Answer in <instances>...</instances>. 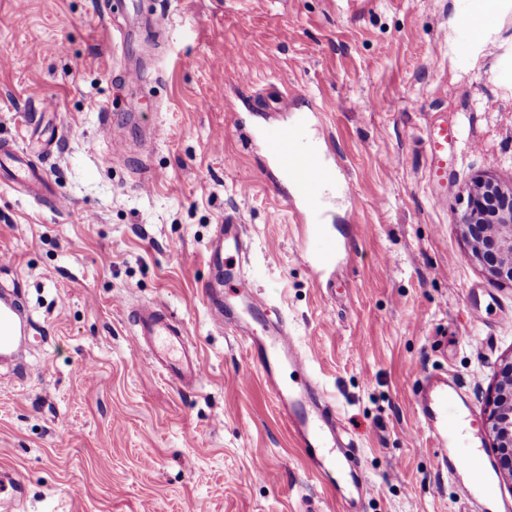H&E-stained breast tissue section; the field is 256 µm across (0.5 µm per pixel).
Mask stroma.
Wrapping results in <instances>:
<instances>
[{
  "label": "stroma",
  "instance_id": "obj_1",
  "mask_svg": "<svg viewBox=\"0 0 512 512\" xmlns=\"http://www.w3.org/2000/svg\"><path fill=\"white\" fill-rule=\"evenodd\" d=\"M480 7L0 0V143L26 148L49 190L35 203L0 170V290L36 323L22 363H0V512H336L246 343L211 317L228 214L251 241L247 287L286 319L372 478L363 512H467L414 391L448 372L482 417L512 353V287L458 224L477 175L512 185V0L481 43L463 24ZM309 111L341 168L323 202L340 246L320 274V234L260 142ZM442 121L458 136L435 183L426 136ZM139 303L183 320L196 388L143 363Z\"/></svg>",
  "mask_w": 512,
  "mask_h": 512
}]
</instances>
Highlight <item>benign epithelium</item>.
I'll list each match as a JSON object with an SVG mask.
<instances>
[{"instance_id": "7a95c632", "label": "benign epithelium", "mask_w": 512, "mask_h": 512, "mask_svg": "<svg viewBox=\"0 0 512 512\" xmlns=\"http://www.w3.org/2000/svg\"><path fill=\"white\" fill-rule=\"evenodd\" d=\"M459 226L489 277L512 286V186L489 175L478 177L468 190ZM482 424L512 480V354L502 359L486 395Z\"/></svg>"}]
</instances>
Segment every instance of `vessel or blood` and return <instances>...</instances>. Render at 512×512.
<instances>
[{
    "label": "vessel or blood",
    "mask_w": 512,
    "mask_h": 512,
    "mask_svg": "<svg viewBox=\"0 0 512 512\" xmlns=\"http://www.w3.org/2000/svg\"><path fill=\"white\" fill-rule=\"evenodd\" d=\"M306 125H289L265 134L276 179L290 185V206L301 224H321L322 189L337 178L336 166L307 141ZM230 256H223V249ZM249 246L245 225L226 216L216 232L210 262L223 269L208 289V299L217 323L225 325L250 343L254 357L287 425L292 439L305 452L312 472L332 489L337 512H360L363 498L371 490L366 471L350 454L333 408L318 382L309 376V361L287 323L272 314L273 307L262 293L243 287ZM239 283L237 301L223 297L225 287ZM29 314L11 297L0 294V350L13 348L17 337L28 335ZM135 343L148 365L170 380L186 386L199 382L204 364L196 347L186 340L182 325L174 322L158 305L139 306L133 315ZM299 374L285 382L284 371ZM463 394L447 377L425 375L416 393L419 421L432 447L440 451L441 464L451 478H464L463 491L474 512H512V501L498 499L489 480L484 454L466 446L461 438Z\"/></svg>",
    "instance_id": "vessel-or-blood-1"
}]
</instances>
